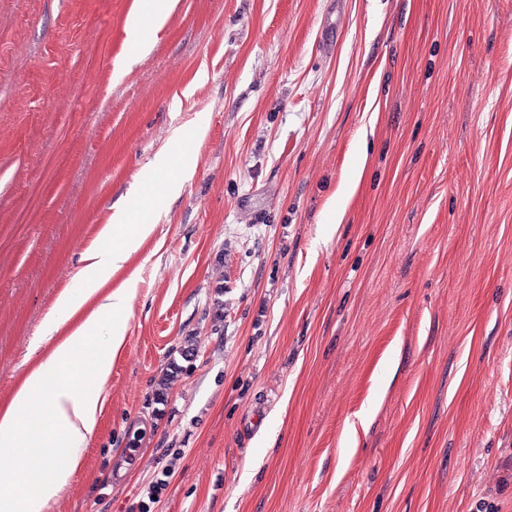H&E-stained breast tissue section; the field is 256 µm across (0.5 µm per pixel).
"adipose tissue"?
<instances>
[{
	"instance_id": "1",
	"label": "adipose tissue",
	"mask_w": 512,
	"mask_h": 512,
	"mask_svg": "<svg viewBox=\"0 0 512 512\" xmlns=\"http://www.w3.org/2000/svg\"><path fill=\"white\" fill-rule=\"evenodd\" d=\"M146 220L117 206L102 244L82 255L90 275L63 293L46 320L58 339L0 409V512H45L69 484L95 435L103 385L125 341L123 313L133 295L108 285L153 232Z\"/></svg>"
}]
</instances>
